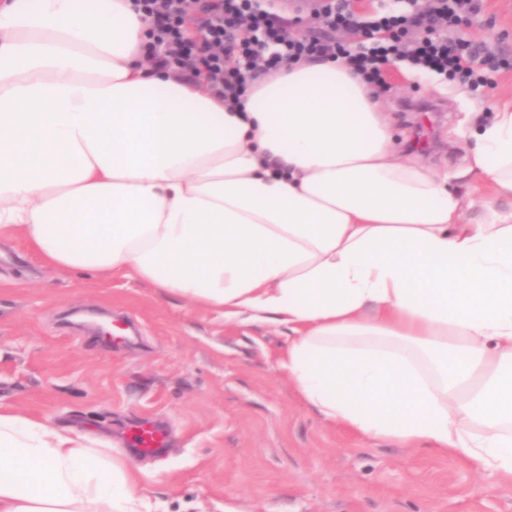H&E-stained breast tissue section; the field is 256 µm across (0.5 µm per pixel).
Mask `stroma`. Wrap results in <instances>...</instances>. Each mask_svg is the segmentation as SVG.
<instances>
[{
	"label": "stroma",
	"mask_w": 512,
	"mask_h": 512,
	"mask_svg": "<svg viewBox=\"0 0 512 512\" xmlns=\"http://www.w3.org/2000/svg\"><path fill=\"white\" fill-rule=\"evenodd\" d=\"M474 37L510 60L485 97L397 62L384 115L395 147L455 175L478 219L487 185L462 177L477 131L512 102V0H482ZM132 335L99 330L120 318ZM288 331L227 320L134 277L46 265L0 232V404L124 447V426L163 424L165 451L132 459L154 512H512V485L460 452L361 438L306 407L279 364Z\"/></svg>",
	"instance_id": "1"
}]
</instances>
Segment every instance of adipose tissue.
Wrapping results in <instances>:
<instances>
[{
  "label": "adipose tissue",
  "instance_id": "adipose-tissue-1",
  "mask_svg": "<svg viewBox=\"0 0 512 512\" xmlns=\"http://www.w3.org/2000/svg\"><path fill=\"white\" fill-rule=\"evenodd\" d=\"M132 0H0V231L287 327L300 400L369 439L512 482V104L469 173L400 156L375 91L304 62L243 105L155 68ZM111 440L0 404V512H150ZM453 182L466 201H474V206L466 211V218L477 220L483 213L480 203H483L491 196L490 188L470 178H461Z\"/></svg>",
  "mask_w": 512,
  "mask_h": 512
}]
</instances>
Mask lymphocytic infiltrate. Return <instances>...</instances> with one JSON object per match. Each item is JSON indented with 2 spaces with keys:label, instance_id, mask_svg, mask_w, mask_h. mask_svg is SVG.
<instances>
[{
  "label": "lymphocytic infiltrate",
  "instance_id": "obj_1",
  "mask_svg": "<svg viewBox=\"0 0 512 512\" xmlns=\"http://www.w3.org/2000/svg\"><path fill=\"white\" fill-rule=\"evenodd\" d=\"M195 9H188V2ZM151 21L146 56L161 69L206 80L213 94L235 102L261 75L305 61L339 59L363 81L384 86V65L394 61L428 70L472 90L494 88L499 63L472 40H451L448 23L468 21L479 0H431L427 12L385 13L358 21L347 0H313L315 18L362 36L363 45L335 41L317 29L292 34L301 16H288L280 0H135Z\"/></svg>",
  "mask_w": 512,
  "mask_h": 512
}]
</instances>
